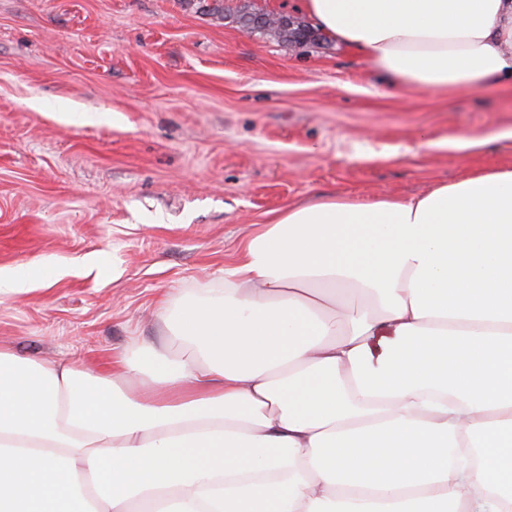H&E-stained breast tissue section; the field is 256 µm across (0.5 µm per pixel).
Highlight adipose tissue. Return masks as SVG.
<instances>
[{
    "mask_svg": "<svg viewBox=\"0 0 512 512\" xmlns=\"http://www.w3.org/2000/svg\"><path fill=\"white\" fill-rule=\"evenodd\" d=\"M299 11L385 85H512V0ZM162 323L94 374L0 349V512H512V164L279 210Z\"/></svg>",
    "mask_w": 512,
    "mask_h": 512,
    "instance_id": "ef3b65f1",
    "label": "adipose tissue"
}]
</instances>
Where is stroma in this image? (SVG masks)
I'll return each instance as SVG.
<instances>
[{
  "label": "stroma",
  "instance_id": "1",
  "mask_svg": "<svg viewBox=\"0 0 512 512\" xmlns=\"http://www.w3.org/2000/svg\"><path fill=\"white\" fill-rule=\"evenodd\" d=\"M292 0H0V348L95 369L221 285L251 225L323 195L410 197L512 161V89L391 88ZM464 132L471 148H430Z\"/></svg>",
  "mask_w": 512,
  "mask_h": 512
}]
</instances>
